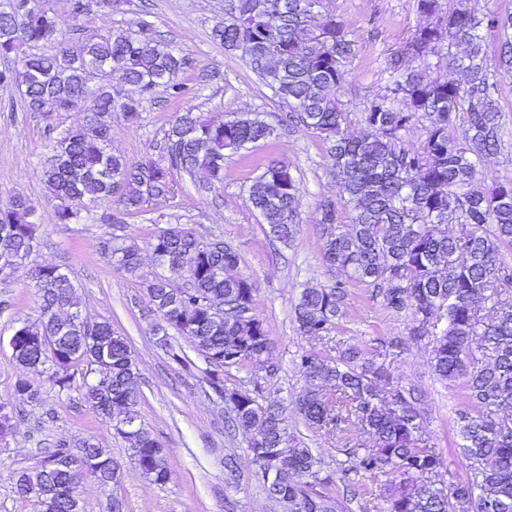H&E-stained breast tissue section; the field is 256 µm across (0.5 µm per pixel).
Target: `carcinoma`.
<instances>
[{
  "label": "carcinoma",
  "instance_id": "1",
  "mask_svg": "<svg viewBox=\"0 0 512 512\" xmlns=\"http://www.w3.org/2000/svg\"><path fill=\"white\" fill-rule=\"evenodd\" d=\"M228 0L224 23L213 40L237 52L252 43L248 63L289 108L288 122L303 125L328 143L339 181L340 199L350 207V229H338L336 202L320 204L325 263L350 279L377 288L386 308L407 309L412 335L433 344V370L443 380L465 379L471 407L459 412V449L478 477L438 489L424 481L443 466L442 456L421 442L420 399L390 382L382 365L349 348L332 357L308 352L301 358L307 390L297 410L308 427L335 430L353 424L371 435L370 448H346L351 465L337 477H318L311 450L288 432L285 408L263 404L258 389L227 388L220 372L248 365L262 370L272 342L255 315V289L238 273L239 255L221 241L208 240L188 224H169L149 241L163 273L145 279L149 312L156 318L157 343L188 367L187 353L176 350L171 333L188 335L194 350L211 366L209 384L224 399L235 429L249 437L253 458L293 476L286 484L266 483L267 497L282 512H337L336 499L313 488L388 473L387 512H512V418L500 410L512 403V266L502 249L512 246V181L488 191L476 187L478 168L499 145L502 113L497 84L487 61L485 32L501 34L497 67L512 70V12L480 16L471 0H416L419 13L433 22L416 29L403 52L388 57V84L362 115L359 135L348 137V113L336 97L354 56L344 25L326 0ZM448 45V66L433 70V48ZM51 51H46L47 47ZM15 56L13 69L0 70V83L16 82L24 106L39 112L49 104L66 112L83 101L84 123L51 138L52 156L41 170L43 183L59 201L57 220L71 224L97 204L99 216L121 229V216L137 214L153 199L172 192L175 169L206 191L224 183L230 156L277 135L253 112L216 123L191 108L180 113L164 135L161 155L130 162L112 153V114L135 123L144 100L163 91L170 98L186 93L176 81L189 67L172 45L153 38L141 21L138 29H119L105 37L73 43L60 40L59 20L50 0H0V56ZM127 89L113 92L112 74ZM424 125L422 147L405 144L403 132ZM300 186L287 166L271 163L250 189V202L263 218L270 238L290 243L299 226ZM30 200L18 195L0 211V254L14 262L0 266L5 281L21 270L40 299L38 324L21 323L12 356L33 376L20 377L15 393L37 402L45 383L65 390L81 371V396L104 419L123 406L138 416L140 369L125 338L112 324L77 320L74 285L56 265L29 266L39 243V225ZM460 226L448 233V220ZM113 266L130 275L140 263L138 247L119 235L102 242ZM185 280L181 288L176 281ZM342 283L304 289L295 306L298 329L325 340L344 315ZM496 316L483 320L486 302ZM482 357L470 359L473 342ZM129 444L141 474L167 482V453L148 431L139 435L114 427ZM92 472L99 486H118L120 465L90 439L71 446L57 442L33 470L16 474L14 492L36 498L41 512H72L60 490L80 485Z\"/></svg>",
  "mask_w": 512,
  "mask_h": 512
}]
</instances>
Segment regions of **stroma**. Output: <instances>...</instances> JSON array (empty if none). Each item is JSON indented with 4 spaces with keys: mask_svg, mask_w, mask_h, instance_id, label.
<instances>
[{
    "mask_svg": "<svg viewBox=\"0 0 512 512\" xmlns=\"http://www.w3.org/2000/svg\"><path fill=\"white\" fill-rule=\"evenodd\" d=\"M53 7L63 37H70L75 23L85 35L99 37L144 19L189 59L190 68L178 76L189 95L180 100L159 95L144 102L134 125L115 115L112 151L130 161L158 153L165 131L190 107L215 121L259 112L271 122L286 112L241 53L226 52L211 40L212 27L224 19V0H133L111 13L92 10L77 22L70 17L69 0H53ZM329 10L343 22L355 47L350 74L337 93L348 114L345 132L353 137L362 129V112L385 92V60L403 51L411 33L427 19L416 12L414 0H329ZM495 79L504 120L500 147L478 175L482 187L512 180V73L496 71ZM84 109L79 102L67 112L49 105L29 112L16 85L0 84V210L8 209L15 196L30 199L39 224L32 264L60 265L76 287L84 315L92 321L109 320L129 343L142 374L139 419L167 452L172 473L163 485L143 478L130 460L128 443L83 402L78 385L65 391L43 386L36 403L16 395L21 369L7 342L21 322L37 320L40 304L30 278L21 272L0 282V302L7 304L0 309V404L12 424L11 434L0 441V512H40L35 499L15 494L16 473L37 467L57 441L75 445L86 439L95 440L120 463L121 482L107 493L93 478H85L80 489L83 512H107L113 496L122 501L123 512H280L266 495L247 439L228 429L225 410L204 375L185 371L150 332L143 279L154 273L155 265L148 243L158 229L176 223L191 225L204 238L224 239L238 252L239 272L254 284V312L274 344L273 372L233 368L224 374L226 386H258L266 401L288 406L289 433L311 448L322 473L339 470L347 457L335 434L308 428L293 409L307 387L300 359L313 349L335 356L355 346L384 365L399 385L420 395L422 438L444 459L432 484L444 487L469 477V462L458 448L459 413L468 406L465 384L434 374L432 346L412 337L410 311L389 310L370 286L348 280L343 285L344 316L328 343L312 340L297 328L294 306L302 290L339 280L322 259L318 206L324 199H338L339 189L321 138L300 126L250 145L227 160L223 185L209 192L197 191L186 176L172 173L173 194L124 219L122 236L140 249V270L132 276L115 270L101 250L112 226L93 215L78 224L59 223L57 202L40 179V164L51 153L49 131L82 125ZM273 161L288 166L302 191L299 231L286 245L270 240L249 200L250 186ZM229 456L239 466L233 483L224 475ZM388 481L380 473L351 488L336 483L330 493L344 512H386Z\"/></svg>",
    "mask_w": 512,
    "mask_h": 512,
    "instance_id": "stroma-1",
    "label": "stroma"
}]
</instances>
